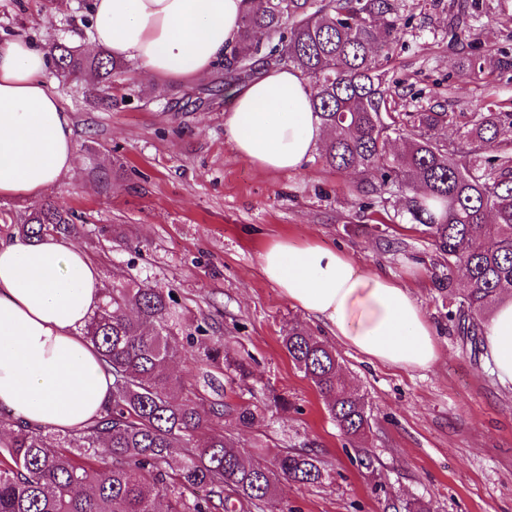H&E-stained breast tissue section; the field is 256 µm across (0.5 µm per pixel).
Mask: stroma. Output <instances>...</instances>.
<instances>
[{"label": "stroma", "mask_w": 512, "mask_h": 512, "mask_svg": "<svg viewBox=\"0 0 512 512\" xmlns=\"http://www.w3.org/2000/svg\"><path fill=\"white\" fill-rule=\"evenodd\" d=\"M91 0H0V39L23 36L45 47L84 49ZM399 0L404 24L384 67L396 109L512 112V0ZM223 67L192 87L156 89L136 64L115 83L118 103L95 106L85 84L60 87L73 123L79 164L45 194L80 217L72 239L96 260L105 283L126 278L174 294L171 326L178 397L204 404L277 397L247 428L225 418L224 434L247 459L271 463L282 449L318 455L329 479L281 482L294 512H383L385 492L418 497L431 512H512V390L484 358H473L437 291L440 258L421 227L379 230L360 207V175L311 158L298 172L261 171L224 138ZM314 240L361 267L382 269L409 288L436 331L438 361L427 369L369 364L321 322L285 298L260 271L278 238ZM296 326L336 350L348 385L364 394L377 472L358 467L322 398L282 346ZM211 348L242 360L249 374L208 360Z\"/></svg>", "instance_id": "1"}]
</instances>
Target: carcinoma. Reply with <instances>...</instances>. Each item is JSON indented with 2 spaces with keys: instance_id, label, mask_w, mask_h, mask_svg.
Instances as JSON below:
<instances>
[{
  "instance_id": "obj_1",
  "label": "carcinoma",
  "mask_w": 512,
  "mask_h": 512,
  "mask_svg": "<svg viewBox=\"0 0 512 512\" xmlns=\"http://www.w3.org/2000/svg\"><path fill=\"white\" fill-rule=\"evenodd\" d=\"M400 29L398 0H262L246 9L235 44L224 54L232 72L293 68L314 84L313 109L329 128L322 162L366 175L361 192L384 208L404 194L394 217L424 227L448 273L435 276L448 297V321L473 351L484 324L512 286V113L397 112L381 53ZM52 65L64 81L84 80L97 105L112 106V79L126 64L59 44ZM463 126L466 145L437 131ZM403 149H389L392 136ZM75 213L43 203L20 225L25 237L76 231ZM105 302L85 328L112 397L97 422L54 438L12 417L0 420V512H267L281 481L315 485L326 477L307 451H282L272 466L248 462L216 423L233 414L251 427L258 406L173 400L180 381L169 369L176 352L171 296L134 280L104 289ZM282 343L294 366L323 398L328 417L354 443L370 433L364 395L341 375L336 351L291 326ZM214 362L246 365L218 349ZM106 447L112 462L96 463ZM389 512H429L420 498L388 500Z\"/></svg>"
}]
</instances>
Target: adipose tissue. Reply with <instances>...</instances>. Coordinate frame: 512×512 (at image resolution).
I'll return each mask as SVG.
<instances>
[{"instance_id":"ef3b65f1","label":"adipose tissue","mask_w":512,"mask_h":512,"mask_svg":"<svg viewBox=\"0 0 512 512\" xmlns=\"http://www.w3.org/2000/svg\"><path fill=\"white\" fill-rule=\"evenodd\" d=\"M242 0H94L90 44L135 63L158 88L197 82L236 40ZM47 50L0 40V199L43 197L74 170L77 149L59 92L47 83ZM314 89L293 70H261L233 89L224 137L264 171H300L327 131ZM264 277L370 361L426 369L439 358L431 324L410 291L366 271L346 253L280 238L260 255ZM104 302V281L86 250L61 236L0 240V408L64 434L89 427L112 392V376L84 336ZM501 386L512 388V299L484 327Z\"/></svg>"}]
</instances>
